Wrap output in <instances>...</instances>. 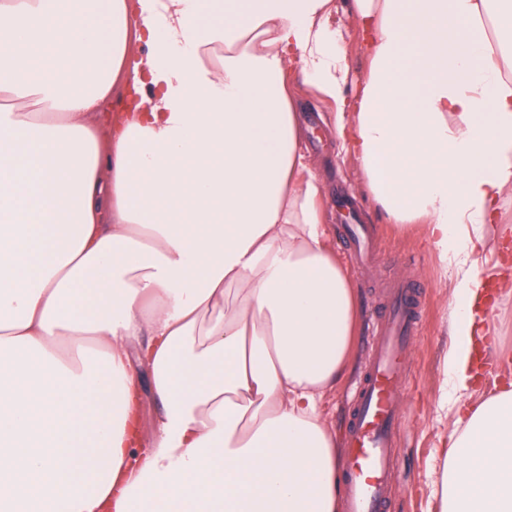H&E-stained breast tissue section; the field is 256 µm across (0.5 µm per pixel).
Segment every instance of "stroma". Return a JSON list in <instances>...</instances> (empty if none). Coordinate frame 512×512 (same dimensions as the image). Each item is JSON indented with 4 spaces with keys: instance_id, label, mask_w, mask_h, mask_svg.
Wrapping results in <instances>:
<instances>
[{
    "instance_id": "35a3bbf8",
    "label": "stroma",
    "mask_w": 512,
    "mask_h": 512,
    "mask_svg": "<svg viewBox=\"0 0 512 512\" xmlns=\"http://www.w3.org/2000/svg\"><path fill=\"white\" fill-rule=\"evenodd\" d=\"M334 21L347 46L350 81L345 95L351 99L367 67V51L363 33L346 6H339ZM288 81L300 101L301 114L313 112L318 116L316 125L305 132L303 151L322 186L327 223L335 227L341 221L332 188L342 182L360 201L362 220L376 225L380 234V247L371 266L365 273L350 275L358 291L361 327L351 368L325 399V419L337 437H344L354 382L367 355L366 328L377 313L381 288L401 277L418 281L424 291L422 326L411 344L406 364V389L400 401L405 421L396 440V471L388 512H437L440 467L455 418L454 409L444 397V357L448 351L453 284L425 231L389 224L373 201L358 160L344 148L334 130L335 104L315 96L303 83L300 71L290 73Z\"/></svg>"
}]
</instances>
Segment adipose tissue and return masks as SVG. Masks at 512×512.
<instances>
[{
	"instance_id": "adipose-tissue-1",
	"label": "adipose tissue",
	"mask_w": 512,
	"mask_h": 512,
	"mask_svg": "<svg viewBox=\"0 0 512 512\" xmlns=\"http://www.w3.org/2000/svg\"><path fill=\"white\" fill-rule=\"evenodd\" d=\"M0 0V512H341L356 290L288 73L451 270L440 512H512L475 257L512 190V0ZM128 95L117 117L105 110ZM146 369L161 404L133 445ZM338 12L334 16L336 27L340 28L348 51L350 82L345 89V95L351 101L357 92L358 82L363 77L367 67V51L363 41V33L355 18L347 12L344 0L337 1Z\"/></svg>"
}]
</instances>
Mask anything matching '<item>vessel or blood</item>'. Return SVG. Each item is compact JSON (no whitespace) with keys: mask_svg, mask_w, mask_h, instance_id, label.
Here are the masks:
<instances>
[{"mask_svg":"<svg viewBox=\"0 0 512 512\" xmlns=\"http://www.w3.org/2000/svg\"><path fill=\"white\" fill-rule=\"evenodd\" d=\"M343 246L352 267H359L372 253L373 234L366 225H348ZM421 295L416 282L396 281L373 325L347 421L346 512H386L395 439L403 421L404 357L419 329Z\"/></svg>","mask_w":512,"mask_h":512,"instance_id":"b4317fda","label":"vessel or blood"}]
</instances>
